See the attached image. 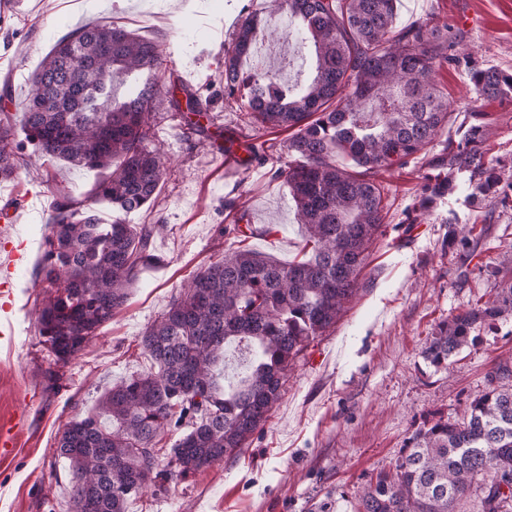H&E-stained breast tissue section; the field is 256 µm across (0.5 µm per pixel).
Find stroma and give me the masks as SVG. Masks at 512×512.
Instances as JSON below:
<instances>
[{
	"label": "stroma",
	"instance_id": "1",
	"mask_svg": "<svg viewBox=\"0 0 512 512\" xmlns=\"http://www.w3.org/2000/svg\"><path fill=\"white\" fill-rule=\"evenodd\" d=\"M266 0H11L0 10V90L12 102L0 118L21 111L30 76L57 41L100 19L163 41L167 67L190 76L201 100L234 128L224 103V46L241 11L264 12ZM431 15L458 27L457 53L512 69V0H399L398 26ZM436 81L455 110L446 138H458L472 92L460 69L444 66ZM490 122L487 159H512V98L484 103ZM437 139L401 168L380 171L387 192L383 233L369 251L359 292L335 332L311 347L288 376L284 394L247 448L203 468L168 495L143 489L128 512H353L368 476L389 466L404 440L439 413L456 416L485 386L499 362L512 361V315L478 328L475 346L445 369L431 367L423 351L438 324L494 295L499 270L512 268V209L470 206L464 192L444 196L417 218L429 160ZM167 176L154 203L130 214L131 224H161L156 247L165 262L146 269L127 305L65 367L62 387L47 393V368L35 321L38 291L31 275L41 228L54 198L55 180L76 198L86 197L105 170L62 161H33L0 182V194L27 197L21 222L0 227V258L8 245L23 259L10 297L0 296V420L28 411L21 450L0 462V512H66L71 493L68 464L55 456L56 438L75 416L95 415L99 401L122 378L150 370L141 345L145 329L166 308L182 281L228 249L246 246L280 262L299 259L301 226L287 187L272 179L275 160L225 173L207 137L187 139L163 129ZM473 228L465 248L448 246L450 220ZM246 223L258 232L233 233Z\"/></svg>",
	"mask_w": 512,
	"mask_h": 512
}]
</instances>
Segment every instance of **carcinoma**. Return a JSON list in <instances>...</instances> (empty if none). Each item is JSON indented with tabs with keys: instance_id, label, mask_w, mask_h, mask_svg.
<instances>
[{
	"instance_id": "1",
	"label": "carcinoma",
	"mask_w": 512,
	"mask_h": 512,
	"mask_svg": "<svg viewBox=\"0 0 512 512\" xmlns=\"http://www.w3.org/2000/svg\"><path fill=\"white\" fill-rule=\"evenodd\" d=\"M398 0H271L288 15L282 35L300 37L315 64L303 85L245 71L266 32L249 13L236 21L224 47V100H238L246 132L237 142L255 160H292L277 167L304 226L302 258L288 264L249 249L226 251L192 274L146 329L141 346L156 371L113 385L95 415L75 417L57 442L69 462L71 512H127L144 488L156 495L247 447L281 400L288 373L321 337L336 328L358 292L368 253L382 234L386 195L376 179L401 167L448 130L453 104L438 88L437 70L466 72L476 100L512 96V72L454 53L459 30L428 17L396 25ZM165 50L154 40L108 21L85 24L60 40L31 76L32 93L20 125L0 119V179L33 158L108 169L84 201L54 187L42 227L33 287L41 288L37 328L51 357L41 372L49 391L62 387L65 368L129 300L142 270L164 263L153 241L159 224L100 222L93 205L107 202L127 216L155 199L166 159L158 148V90L112 93L115 74H157ZM171 119L184 133L204 132L209 119L197 91L169 73ZM470 121L429 161L436 171L419 199L461 189L490 206H512L506 165L486 161L489 125L472 105ZM292 131L288 143L273 134ZM24 134L31 153L17 141ZM512 314V281L494 297L438 325L424 350L431 366L475 345L478 325ZM249 353L246 370L221 383L232 345ZM183 432L161 456L158 438ZM477 494L480 512L512 508V364L487 374L484 390L457 419L425 420L401 455L371 475L355 512H457Z\"/></svg>"
}]
</instances>
